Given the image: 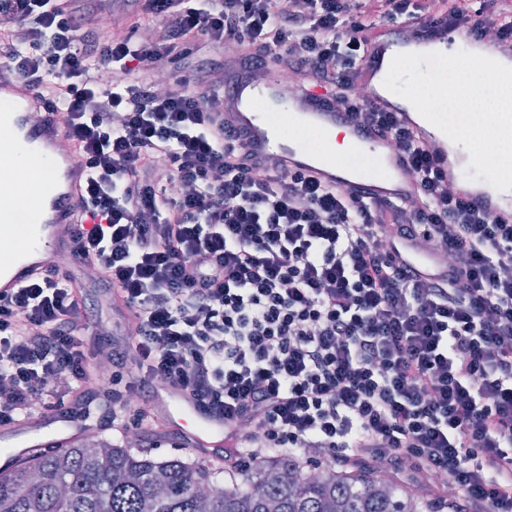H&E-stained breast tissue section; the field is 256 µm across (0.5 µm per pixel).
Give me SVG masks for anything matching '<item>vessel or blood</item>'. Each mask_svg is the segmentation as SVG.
<instances>
[{"mask_svg": "<svg viewBox=\"0 0 512 512\" xmlns=\"http://www.w3.org/2000/svg\"><path fill=\"white\" fill-rule=\"evenodd\" d=\"M409 42L403 30L379 27L360 71L361 82L380 106L397 113L421 139L436 144L443 169L462 195L482 200L495 215L511 217L512 190L500 191L484 180L464 177V165L450 149L449 137L419 118L414 106L385 87L395 48ZM281 77V71L274 69L263 79L242 77L231 83V105L226 116L234 126L246 131L248 151L272 162L278 170L299 171L321 184L361 190L377 200L399 202L418 195L419 188L408 174L403 156L389 142L336 112L328 101L313 98L311 91L283 102ZM43 109L42 99L30 86L0 68V130L7 132L12 144L23 151L26 165L51 175L48 183L36 187V204L29 207L17 202V165L11 160L0 163V223L13 229L15 239L24 244L18 254L0 255L2 294L35 280L65 253L87 181V171L76 151L58 150L64 139L59 115L37 123L31 121V114ZM339 132L347 136L350 149L369 147L380 171L373 173L352 166L346 156L338 154L335 135ZM401 255L423 275L439 277L446 273L432 254L405 249ZM156 406L167 427L191 425L192 446L199 455L223 452V417L200 412L193 402L171 389L158 394ZM40 429L36 421L16 428L19 444L12 450L11 462H20L41 448Z\"/></svg>", "mask_w": 512, "mask_h": 512, "instance_id": "vessel-or-blood-1", "label": "vessel or blood"}]
</instances>
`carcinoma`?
I'll return each instance as SVG.
<instances>
[{"instance_id":"cac0c4a2","label":"carcinoma","mask_w":512,"mask_h":512,"mask_svg":"<svg viewBox=\"0 0 512 512\" xmlns=\"http://www.w3.org/2000/svg\"><path fill=\"white\" fill-rule=\"evenodd\" d=\"M400 489L363 467L317 480L301 461L270 453L225 474L85 437L0 468V512H440L424 497L402 499Z\"/></svg>"}]
</instances>
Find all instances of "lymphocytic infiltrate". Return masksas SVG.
I'll use <instances>...</instances> for the list:
<instances>
[{
	"instance_id": "1",
	"label": "lymphocytic infiltrate",
	"mask_w": 512,
	"mask_h": 512,
	"mask_svg": "<svg viewBox=\"0 0 512 512\" xmlns=\"http://www.w3.org/2000/svg\"><path fill=\"white\" fill-rule=\"evenodd\" d=\"M145 12L157 22L133 39ZM383 22L512 43V0H0V60L59 111L93 219L73 225L68 267L0 297V427L89 412L104 357L136 369L109 406L120 433L156 426L168 387L223 416L230 465L276 452L371 466L455 512H512V218L451 189L436 151L364 91ZM200 39L238 52L170 70ZM273 65L392 142L417 198L250 156L224 84ZM402 244L447 275L406 265ZM75 268L121 333L85 337Z\"/></svg>"
}]
</instances>
